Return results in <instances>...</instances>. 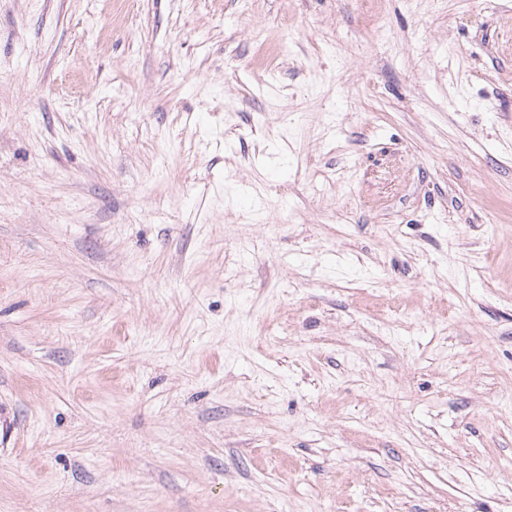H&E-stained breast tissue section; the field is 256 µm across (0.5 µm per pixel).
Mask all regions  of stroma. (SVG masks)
<instances>
[{"instance_id": "obj_1", "label": "stroma", "mask_w": 512, "mask_h": 512, "mask_svg": "<svg viewBox=\"0 0 512 512\" xmlns=\"http://www.w3.org/2000/svg\"><path fill=\"white\" fill-rule=\"evenodd\" d=\"M0 512H512V7L0 0Z\"/></svg>"}]
</instances>
